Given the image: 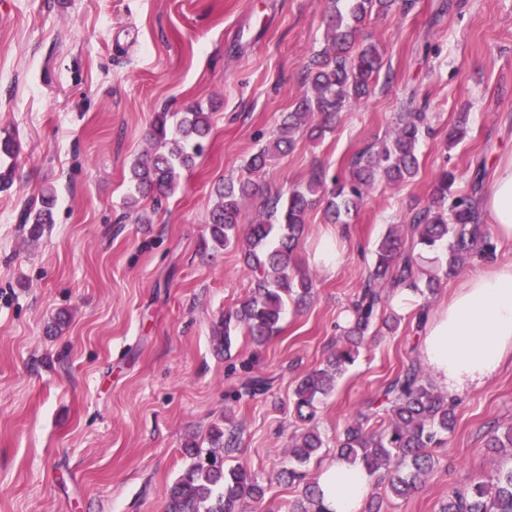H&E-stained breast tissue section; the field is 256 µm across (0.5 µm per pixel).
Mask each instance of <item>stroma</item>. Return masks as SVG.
<instances>
[{"label": "stroma", "instance_id": "obj_1", "mask_svg": "<svg viewBox=\"0 0 512 512\" xmlns=\"http://www.w3.org/2000/svg\"><path fill=\"white\" fill-rule=\"evenodd\" d=\"M411 2L362 29L389 82L323 138L297 135L258 178L284 196L322 166L345 176L413 105L431 127L417 174L377 181L345 227L314 205L294 253L313 279L311 297L287 302L266 344L240 333L226 355L214 329L250 294L253 273L240 250L208 244L214 187L242 178L291 111L302 67L326 45L328 0H0V136L19 145L0 190V512H165L166 490L189 463L186 440L208 447L214 425L239 437L226 466L243 465L267 488L242 512H290L302 487L277 475L302 429L293 391L336 349L378 240L429 204L440 170L455 174L457 189L478 177L487 191L512 157V0ZM189 105L210 114L208 147L150 223H138L125 204L129 168L153 149L157 112ZM462 112L467 135L444 148ZM48 191L53 221L34 239L21 216ZM329 236L344 251L334 271L316 260ZM461 283L443 281L408 311L385 306L399 328L373 326L321 401L314 424L324 447L303 467L309 478L420 356V313L435 317ZM62 311L67 324L49 334ZM252 378L263 392H245ZM458 399L454 430L433 448L435 465L414 494L395 498L372 483L383 512H439L452 491L512 465L486 448L491 429L512 427V358Z\"/></svg>", "mask_w": 512, "mask_h": 512}]
</instances>
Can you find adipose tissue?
Returning a JSON list of instances; mask_svg holds the SVG:
<instances>
[{"label":"adipose tissue","mask_w":512,"mask_h":512,"mask_svg":"<svg viewBox=\"0 0 512 512\" xmlns=\"http://www.w3.org/2000/svg\"><path fill=\"white\" fill-rule=\"evenodd\" d=\"M484 207L496 237L512 243V162L499 166ZM422 354L448 392L477 388L512 357V261L469 275L447 308L423 332ZM371 477L337 458L318 474L327 512H364Z\"/></svg>","instance_id":"obj_1"}]
</instances>
